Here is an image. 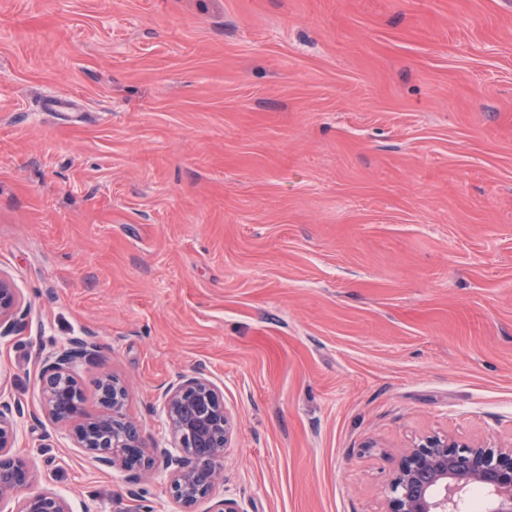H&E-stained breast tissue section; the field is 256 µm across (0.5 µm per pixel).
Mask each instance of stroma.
Wrapping results in <instances>:
<instances>
[{
  "label": "stroma",
  "instance_id": "1",
  "mask_svg": "<svg viewBox=\"0 0 512 512\" xmlns=\"http://www.w3.org/2000/svg\"><path fill=\"white\" fill-rule=\"evenodd\" d=\"M0 271V396L74 512H178L43 415L87 334L86 410L117 375L146 443L219 387L214 499L386 512L416 437L512 444V0H0ZM28 308L14 279L0 271V339L9 336L25 321Z\"/></svg>",
  "mask_w": 512,
  "mask_h": 512
}]
</instances>
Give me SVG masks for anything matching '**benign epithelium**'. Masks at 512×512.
<instances>
[{
	"label": "benign epithelium",
	"mask_w": 512,
	"mask_h": 512,
	"mask_svg": "<svg viewBox=\"0 0 512 512\" xmlns=\"http://www.w3.org/2000/svg\"><path fill=\"white\" fill-rule=\"evenodd\" d=\"M28 304L14 279L0 272V339L25 321ZM98 345L76 336L49 355L41 374L43 413L71 432L76 447L97 467L146 474L166 482L181 512L209 498L223 481L232 424L218 387L208 378L179 375L164 392L163 425L169 447L145 445L141 426L128 413V390L114 375L97 382L102 411L84 410L80 367ZM23 410L0 400V512H73L69 501L49 489H32L31 457L16 449ZM493 495L489 512H512V448L461 444L448 435H429L403 450L389 485L387 512H456L455 496L469 486ZM444 494H436L438 488Z\"/></svg>",
	"instance_id": "7a95c632"
}]
</instances>
